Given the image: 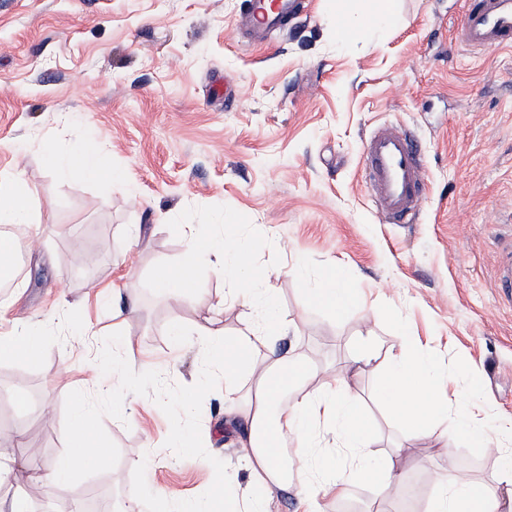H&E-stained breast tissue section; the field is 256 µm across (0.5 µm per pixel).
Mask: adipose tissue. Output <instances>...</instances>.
Segmentation results:
<instances>
[{
	"label": "adipose tissue",
	"mask_w": 512,
	"mask_h": 512,
	"mask_svg": "<svg viewBox=\"0 0 512 512\" xmlns=\"http://www.w3.org/2000/svg\"><path fill=\"white\" fill-rule=\"evenodd\" d=\"M44 153L50 170L60 178L95 181L102 176L98 148L91 142H80L65 154L49 145ZM0 224L41 225L35 191L24 170L0 175ZM183 234V257L161 273L158 287L162 292L182 301L190 299L200 260L211 258L214 273L230 283V296L245 297L251 304L256 316L254 336L264 340L288 335L290 327L279 311L274 289L268 286L270 273L256 265L234 217H226L216 231L205 234L188 224ZM310 293L314 302L332 311L346 309L353 299L350 278L341 267L325 274ZM203 334L198 345L203 376L200 387L205 390L212 382L223 380L228 417L247 427L239 438L247 483H239L231 473L222 475L217 483L229 512H270L273 488L279 483V450L290 440L304 448L310 460L309 472L297 493L299 512H320L321 495L344 493L359 477H372L378 490L387 488L396 476L394 459L389 454L378 458L371 454L373 434L352 388L354 377L366 367L378 374L376 394L408 430L419 434L425 422L451 418L478 447L496 453L501 450V438L512 436V417L501 419L493 435L466 402L451 401L440 393L437 366L419 348L382 352L366 345L350 356L343 372L326 376L315 392L286 403L282 400L286 386L305 382L311 373L303 359L257 356L243 340L225 335L217 319ZM40 342L36 331L24 323H14L11 330L0 331V358L36 361ZM324 425L331 428L337 456H329L322 449L319 431ZM66 437L68 450L37 471L34 484L50 479L63 491L78 492L71 474L106 454L94 415L84 404H77ZM433 483L435 495L429 512H512V458L505 461L503 476L492 485L479 486L466 479L450 483L438 477Z\"/></svg>",
	"instance_id": "ef3b65f1"
}]
</instances>
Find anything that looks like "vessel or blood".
I'll use <instances>...</instances> for the list:
<instances>
[{"mask_svg": "<svg viewBox=\"0 0 512 512\" xmlns=\"http://www.w3.org/2000/svg\"><path fill=\"white\" fill-rule=\"evenodd\" d=\"M249 42L286 27L306 9L305 0H245ZM455 40L480 52L512 49V0H464ZM361 179L384 224H412L427 197L426 166L415 135L382 123L364 141Z\"/></svg>", "mask_w": 512, "mask_h": 512, "instance_id": "b4317fda", "label": "vessel or blood"}]
</instances>
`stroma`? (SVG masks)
Segmentation results:
<instances>
[{
  "label": "stroma",
  "instance_id": "obj_1",
  "mask_svg": "<svg viewBox=\"0 0 512 512\" xmlns=\"http://www.w3.org/2000/svg\"><path fill=\"white\" fill-rule=\"evenodd\" d=\"M396 2L388 32L342 42L329 0H307L287 34L250 45L245 0H0V174L24 168L43 212L41 229L10 228L39 245L21 252L0 306L9 320L52 321L37 363L0 361V428L22 433L21 446H0V495L28 484L30 464L67 450L81 399L97 402L110 451L77 475L83 488L122 502L134 491L139 512H171L179 499L215 498L216 476L242 471L223 390L183 418L175 401L194 380L192 344L210 319L241 337L253 311L225 301L226 283L204 265L190 301L157 288L182 258L183 225L205 233L227 215L273 270L291 327L253 348L316 367L306 391L321 371L344 369L369 333L386 348L422 345L488 429L512 415V296L495 286L512 263V50L456 43L464 0ZM384 122L412 129L427 159L415 224L380 223L360 182L365 137ZM85 139L119 184L46 170L45 142L63 154ZM75 251L95 255L89 273H73ZM339 263L358 301L334 314L308 289ZM296 265L299 275L284 276ZM92 283L120 288V316ZM116 324L134 337L133 354L89 372ZM175 324L182 335H171ZM116 366L158 379L122 404L97 400ZM375 380L364 371L353 390L373 453L394 454L399 477L382 494L355 479L345 498H321L323 512H427V465L447 480L497 481L501 459L456 428L430 424L416 437L392 421ZM179 423L186 443L175 450L167 440Z\"/></svg>",
  "mask_w": 512,
  "mask_h": 512
}]
</instances>
